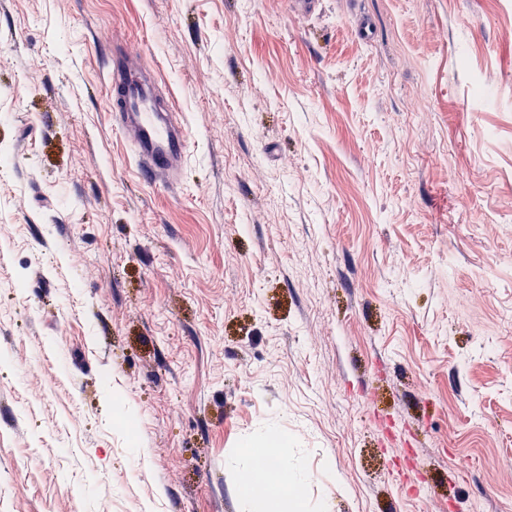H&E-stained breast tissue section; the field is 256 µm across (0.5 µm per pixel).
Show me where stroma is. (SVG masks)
Here are the masks:
<instances>
[{
    "label": "stroma",
    "mask_w": 512,
    "mask_h": 512,
    "mask_svg": "<svg viewBox=\"0 0 512 512\" xmlns=\"http://www.w3.org/2000/svg\"><path fill=\"white\" fill-rule=\"evenodd\" d=\"M0 159V512H512V0H0ZM112 88L118 104L113 126L127 139L136 165L147 181L161 188L177 184L191 152L185 125L157 106V74L136 55L119 48L112 55ZM287 442L285 436L270 431L261 450L264 451L263 454L272 457L278 463V460L281 459L282 449ZM268 456H262L259 460L262 471L270 470L273 459ZM274 478L284 486V490L288 494V491L295 492L301 488L307 481L308 476L295 468L288 467V463L282 462V464L278 463Z\"/></svg>",
    "instance_id": "1"
}]
</instances>
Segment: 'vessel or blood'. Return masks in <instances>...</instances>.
<instances>
[{
	"label": "vessel or blood",
	"instance_id": "vessel-or-blood-1",
	"mask_svg": "<svg viewBox=\"0 0 512 512\" xmlns=\"http://www.w3.org/2000/svg\"><path fill=\"white\" fill-rule=\"evenodd\" d=\"M110 82L118 96L112 110L113 126L127 139L136 165L156 187L177 184L191 152L185 125L174 113L157 106V74L136 55L116 50Z\"/></svg>",
	"mask_w": 512,
	"mask_h": 512
}]
</instances>
